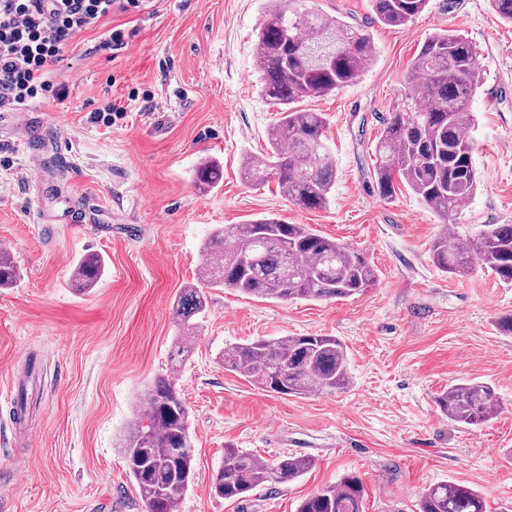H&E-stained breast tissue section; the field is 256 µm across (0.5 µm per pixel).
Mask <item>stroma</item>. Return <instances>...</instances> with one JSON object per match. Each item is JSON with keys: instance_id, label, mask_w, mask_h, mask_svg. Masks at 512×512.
<instances>
[{"instance_id": "1", "label": "stroma", "mask_w": 512, "mask_h": 512, "mask_svg": "<svg viewBox=\"0 0 512 512\" xmlns=\"http://www.w3.org/2000/svg\"><path fill=\"white\" fill-rule=\"evenodd\" d=\"M266 0H146L79 34L51 71L65 97L37 102L38 149L26 123L0 120V242L20 268L0 289V512H144L119 448L157 376L172 374L190 412L195 479L180 512H296L300 501L361 477L363 512H417L432 484L478 491L512 512V283L475 269L443 275L429 248L442 227L408 188L376 192L373 146L407 92L406 73L432 33L454 29L479 52L471 101L478 187L464 224H512V23L490 0H429L401 27L376 22L368 0H311L366 30L375 62L334 94L304 101L323 113L336 164L327 208L306 210L275 185L240 176L277 118L257 91L254 43ZM125 44L100 50L110 30ZM123 105L96 122L103 99ZM224 168L200 191L202 160ZM312 225L365 251L379 278L353 298L262 300L207 292L192 356L169 360L172 304L195 282L213 230L262 215ZM104 256L98 285L71 286L77 259ZM326 334L347 349L349 386L300 396L267 392L225 370L224 348L270 336ZM478 379L503 407L467 427L443 417L448 384ZM262 461L311 459L303 476L246 497L211 495L224 451Z\"/></svg>"}]
</instances>
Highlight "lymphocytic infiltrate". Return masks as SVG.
I'll return each instance as SVG.
<instances>
[{
  "instance_id": "obj_1",
  "label": "lymphocytic infiltrate",
  "mask_w": 512,
  "mask_h": 512,
  "mask_svg": "<svg viewBox=\"0 0 512 512\" xmlns=\"http://www.w3.org/2000/svg\"><path fill=\"white\" fill-rule=\"evenodd\" d=\"M140 6L141 0H0V112L61 98L49 69L78 34L96 27L113 9Z\"/></svg>"
}]
</instances>
